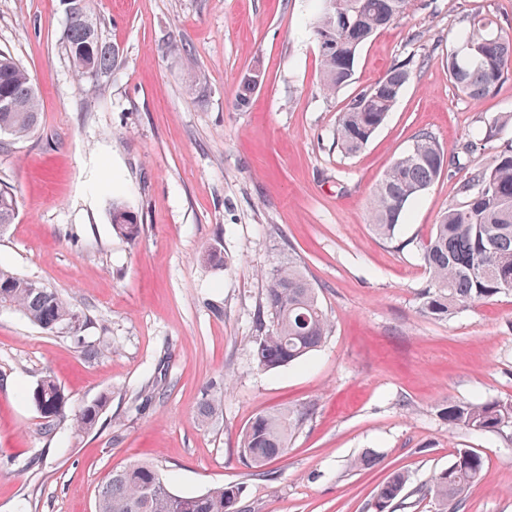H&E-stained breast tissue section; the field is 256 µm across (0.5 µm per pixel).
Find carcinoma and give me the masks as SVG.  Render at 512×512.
Returning a JSON list of instances; mask_svg holds the SVG:
<instances>
[{
	"mask_svg": "<svg viewBox=\"0 0 512 512\" xmlns=\"http://www.w3.org/2000/svg\"><path fill=\"white\" fill-rule=\"evenodd\" d=\"M313 22L322 69V90L333 95L345 87L354 72L356 52L377 31L401 17L412 0H320ZM65 18L62 49L75 77L97 84L118 66V49L107 42L100 26L88 23L91 12ZM489 22L474 18L460 49L448 54V75L457 91L477 101L512 73V38L492 35ZM419 65L409 55L394 64L386 76L353 97L340 113L336 143L347 154L358 152L384 123L396 104L412 70ZM16 106L0 112V130L23 139L38 126L39 101L27 69L10 54L0 52V98ZM453 161L444 146L428 131L415 136L412 148L395 160L374 188L370 221L374 232L391 240L402 223L408 204L438 180ZM460 201L448 206L422 246L421 259L430 284L420 293V311L434 320H446L459 310L500 295L512 294V146L475 172L458 188ZM18 210L15 194L0 188V229L14 222ZM110 215L113 229L129 241L143 232L138 216L114 200ZM261 308L270 324L256 338L254 357L263 370L297 361L321 347L331 332L315 288L293 260L280 262L265 275ZM0 307L21 312L30 322L52 332L67 328L79 332L81 313L58 292L31 279L0 268ZM32 400L45 418V431L56 429L68 404L61 386L46 376L32 392ZM107 399L86 405L73 415L78 432L94 429ZM224 398L214 394L199 409L206 422L223 410ZM448 424L473 433H499L512 428V401L458 402L445 408ZM302 420L291 412H273L254 418L242 431L240 457L254 471H262L288 450L292 431ZM487 476L483 457L459 450L448 468L434 474L420 491L436 501L438 512H459L470 489ZM407 484L401 472L392 473L378 489L373 512H390ZM95 512H244L239 487L217 486L204 494H178L152 465L129 463L112 470L98 490Z\"/></svg>",
	"mask_w": 512,
	"mask_h": 512,
	"instance_id": "obj_1",
	"label": "carcinoma"
}]
</instances>
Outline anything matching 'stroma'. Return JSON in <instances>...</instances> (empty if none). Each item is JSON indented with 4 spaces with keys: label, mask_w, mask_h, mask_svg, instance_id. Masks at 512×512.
Instances as JSON below:
<instances>
[{
    "label": "stroma",
    "mask_w": 512,
    "mask_h": 512,
    "mask_svg": "<svg viewBox=\"0 0 512 512\" xmlns=\"http://www.w3.org/2000/svg\"><path fill=\"white\" fill-rule=\"evenodd\" d=\"M113 75L77 84L61 51V0H0V52L30 73L41 118L0 136V186L18 213L0 233V267L55 288L85 317L45 331L0 308V512H95L112 469L153 464L173 491L238 486L247 512H372L395 470L409 483L395 512H436L421 494L459 449L486 481L460 512H512V429L472 434L443 415L461 401L512 400V295L445 321L421 314L429 282L419 243L473 168L512 141V123L408 206L393 240L368 222L372 192L419 131L449 152L512 114V75L483 99L448 76L474 17L512 36V0H432L364 43L354 75L321 88L312 23L319 0H92ZM420 59L385 122L356 154L336 145L338 115L406 56ZM259 73L248 108L235 98ZM123 201L144 232L116 234ZM219 247L224 263L203 255ZM295 258L332 324L307 358L259 370L255 316L273 266ZM103 339L97 357L80 340ZM52 376L70 408L107 398L97 427L54 435L32 400ZM224 412L199 426L216 390ZM303 413L287 453L248 469L240 435L256 416ZM376 458L352 469L354 459Z\"/></svg>",
    "instance_id": "1"
}]
</instances>
